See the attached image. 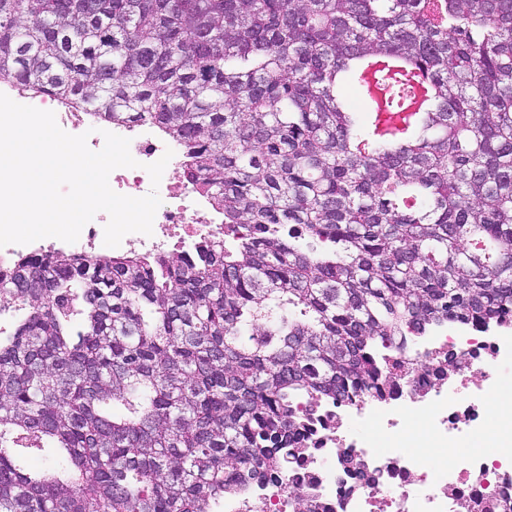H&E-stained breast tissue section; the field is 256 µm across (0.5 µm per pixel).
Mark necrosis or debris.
<instances>
[{"label":"necrosis or debris","instance_id":"necrosis-or-debris-1","mask_svg":"<svg viewBox=\"0 0 512 512\" xmlns=\"http://www.w3.org/2000/svg\"><path fill=\"white\" fill-rule=\"evenodd\" d=\"M34 105L54 112L66 132L87 134L91 150L102 149V122L92 109L76 110L50 96ZM112 133L128 138L137 165L112 173L115 192L141 197L157 190L162 201L152 235L130 233V248L161 255L203 238L223 237L224 218L208 198L179 178L181 152L149 124L115 125ZM173 156L159 185L146 170L165 151ZM465 362L449 370V354ZM411 379L378 398L350 404L319 403L308 446L287 479L253 486L228 496L220 512H292L294 492L305 489L314 512H451V503H493L494 512H512V430L496 417L501 377L512 368V321L478 329L464 324L442 327L420 337L404 362ZM384 434L389 445L374 447L370 432ZM483 435L493 448L481 454L456 451L458 442ZM356 456L362 475L343 470L342 453Z\"/></svg>","mask_w":512,"mask_h":512}]
</instances>
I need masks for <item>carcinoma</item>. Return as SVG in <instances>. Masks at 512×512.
Wrapping results in <instances>:
<instances>
[{
  "label": "carcinoma",
  "instance_id": "obj_1",
  "mask_svg": "<svg viewBox=\"0 0 512 512\" xmlns=\"http://www.w3.org/2000/svg\"><path fill=\"white\" fill-rule=\"evenodd\" d=\"M372 56L429 83L422 124L380 128ZM10 78L156 126L237 241L0 275V512H215L288 477L317 402L512 314V0H0Z\"/></svg>",
  "mask_w": 512,
  "mask_h": 512
}]
</instances>
